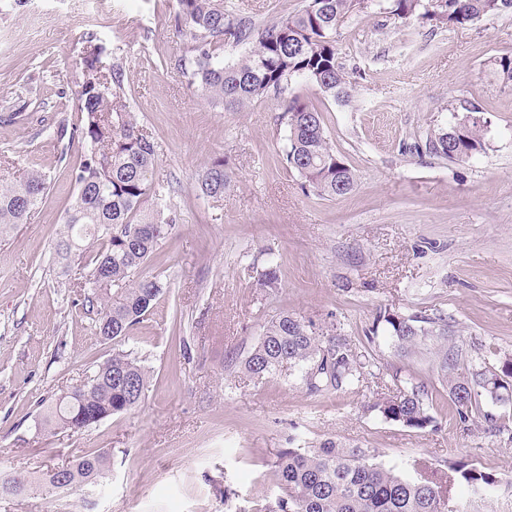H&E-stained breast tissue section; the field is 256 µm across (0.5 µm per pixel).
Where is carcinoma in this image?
Here are the masks:
<instances>
[{"label":"carcinoma","instance_id":"carcinoma-1","mask_svg":"<svg viewBox=\"0 0 512 512\" xmlns=\"http://www.w3.org/2000/svg\"><path fill=\"white\" fill-rule=\"evenodd\" d=\"M178 32L184 37L181 70L188 86L208 104L244 108L271 95H284L291 80L303 78L333 100L350 101L349 81L336 58L337 22L362 10L357 0H308L298 13L262 29L224 4V0H176ZM369 6L405 23L433 27L466 26L490 15L512 12V0H370ZM251 44L249 52L231 65L224 64V49ZM85 78L77 95V123L73 133L89 144L73 169L76 193L65 208L66 231L57 241L58 257L70 267L80 266L89 292L87 312L94 314V335L122 341L163 294L165 284L141 270L159 242L172 233L178 218L153 181L158 145L138 128L134 113L123 99L118 69L103 65L102 50L92 48L83 57ZM494 73L512 86V58L493 62ZM288 129L287 168L302 187L327 199L342 198L356 188L352 168L336 153L322 113L298 95L282 107ZM483 121L470 114L446 131L427 138L429 153L464 161L484 146ZM207 198L224 195V159L206 165L199 177ZM48 189L44 174L31 170L0 185V237L27 223ZM116 292L117 301L111 300ZM398 341L413 345L424 336L448 335V321L439 316L420 324L416 317L385 314ZM289 364L305 369L313 392L357 385L369 360L347 339L322 334L302 319L285 312L264 329L245 362L246 371L263 380ZM512 378V358L500 370L477 373L473 381L451 379L449 393L459 420L466 422L477 404L479 390L504 389ZM150 373L131 350H117L97 366L90 381L50 407L46 425L82 431L115 413L132 409L145 396ZM419 386L404 388L378 399L376 407L387 420L423 429L434 423ZM112 464V450L99 449L67 473L51 467L42 473L50 485L95 482ZM281 495L258 512H471L470 503L455 499L453 489L466 484L472 500L484 502L499 486L497 477L464 463H453L436 475L415 460L407 468L376 462L372 448H342L325 442L318 448H287L278 455ZM36 480L18 483L11 478L0 491L24 497Z\"/></svg>","mask_w":512,"mask_h":512}]
</instances>
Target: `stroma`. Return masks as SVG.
I'll return each instance as SVG.
<instances>
[{"label":"stroma","instance_id":"35a3bbf8","mask_svg":"<svg viewBox=\"0 0 512 512\" xmlns=\"http://www.w3.org/2000/svg\"><path fill=\"white\" fill-rule=\"evenodd\" d=\"M228 2L262 26L306 0ZM175 11L176 0H0V183L30 169L50 182L27 223L0 239V479L112 451L98 484L0 495V512H252L281 493L280 450L326 441L376 449L387 466L475 465L500 481L481 512H512V403L482 394L478 414L460 422L441 369L449 348L467 377L512 357V87L491 71L512 57V14L432 28L368 10L338 27L352 102L300 79L288 89L321 111L356 174L355 190L331 200L286 170L275 98L216 108L188 87ZM90 43L119 67L179 217L143 269L165 291L119 343L94 336L73 288L79 268L54 260L86 149L57 131L77 120ZM473 108L485 121L482 151L463 162L426 153L427 136ZM217 157L224 194L206 198L199 173ZM270 265L272 287L260 277ZM285 312L364 351L363 384L313 392L289 365L251 378L246 358ZM384 313L441 314L448 333L403 348ZM116 348L151 372L142 402L80 432H44L46 406ZM412 385L435 419L422 430L374 408Z\"/></svg>","mask_w":512,"mask_h":512}]
</instances>
